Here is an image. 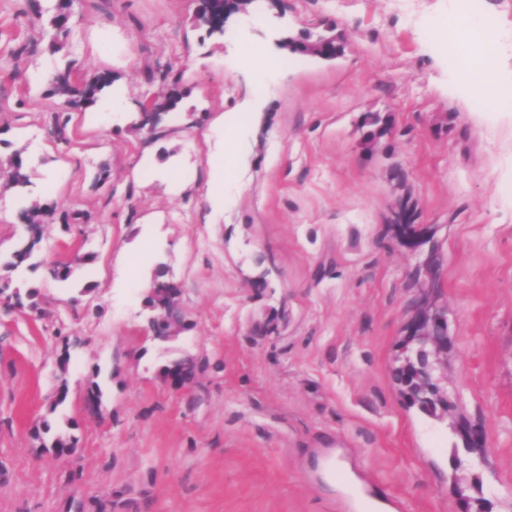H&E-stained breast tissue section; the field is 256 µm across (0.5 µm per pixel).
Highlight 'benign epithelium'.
Instances as JSON below:
<instances>
[{"mask_svg":"<svg viewBox=\"0 0 512 512\" xmlns=\"http://www.w3.org/2000/svg\"><path fill=\"white\" fill-rule=\"evenodd\" d=\"M250 0H224L223 8L214 15L220 23L231 13H244ZM389 223L394 228L398 244L412 251L422 248L424 228L403 223L401 211L392 214ZM433 279L420 289L415 314L407 326V345L413 346V355L404 357V395L407 398L428 403L440 397L433 384L440 382L437 366L430 361L432 352L448 351V321L433 299ZM144 309L150 312L147 328L152 336L168 340L186 329V320L173 317V312L182 311L180 293L170 281H154L143 299ZM465 448L479 450L487 447L486 433L478 425L459 428Z\"/></svg>","mask_w":512,"mask_h":512,"instance_id":"benign-epithelium-1","label":"benign epithelium"}]
</instances>
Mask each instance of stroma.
<instances>
[{
  "mask_svg": "<svg viewBox=\"0 0 512 512\" xmlns=\"http://www.w3.org/2000/svg\"><path fill=\"white\" fill-rule=\"evenodd\" d=\"M36 4L58 0H0V70L15 74L0 84V167L23 151L30 179L0 175V253L26 238L30 200L49 211L9 275L40 309L0 305V512H351L324 474L335 458L401 512H512V132L484 96L452 92L429 36L460 0H262L221 33L197 25L200 0H73L65 35L29 29ZM484 9L507 90L512 0ZM306 33L339 36L341 55L294 51ZM246 48L279 62L263 84ZM72 60L112 77L91 107L48 92L45 73ZM163 83L175 106L155 132L133 130ZM370 113L391 128L368 151ZM229 147L218 206L212 166ZM405 199L436 229L448 320L451 408L433 416L396 378L425 258L389 222ZM75 252L88 261L68 281L48 275ZM160 262L190 323L167 341L142 306ZM271 318L277 333H258ZM185 355L209 369L182 392L161 371ZM462 420L485 429L483 459L462 450ZM58 435L77 440L68 458Z\"/></svg>",
  "mask_w": 512,
  "mask_h": 512,
  "instance_id": "obj_1",
  "label": "stroma"
}]
</instances>
